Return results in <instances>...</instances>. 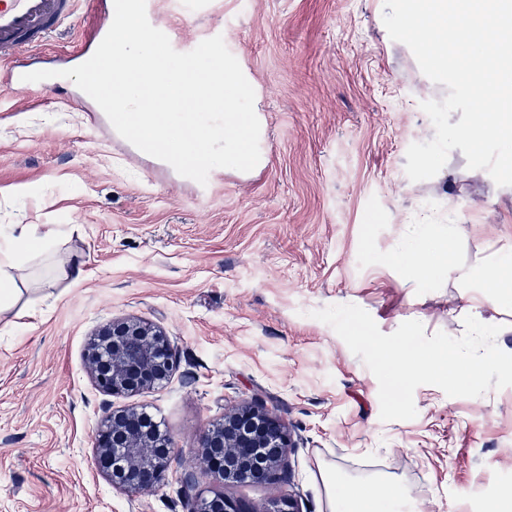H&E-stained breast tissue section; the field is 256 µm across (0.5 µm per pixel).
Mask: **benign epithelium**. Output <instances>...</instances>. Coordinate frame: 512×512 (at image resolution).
<instances>
[{"instance_id":"7a95c632","label":"benign epithelium","mask_w":512,"mask_h":512,"mask_svg":"<svg viewBox=\"0 0 512 512\" xmlns=\"http://www.w3.org/2000/svg\"><path fill=\"white\" fill-rule=\"evenodd\" d=\"M88 370L97 388L112 396L132 395L170 379L178 361L170 339L158 327L136 318L114 319L98 330L87 347ZM92 467L112 485L132 495L159 486L170 468V438L159 441L145 428L141 412L128 408L108 414L94 438ZM294 447L288 424L262 405L237 403L201 439L202 469L215 482L282 481L288 449ZM199 512H303L285 493L262 507L233 501L222 492L203 498Z\"/></svg>"}]
</instances>
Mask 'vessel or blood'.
<instances>
[{
	"label": "vessel or blood",
	"mask_w": 512,
	"mask_h": 512,
	"mask_svg": "<svg viewBox=\"0 0 512 512\" xmlns=\"http://www.w3.org/2000/svg\"><path fill=\"white\" fill-rule=\"evenodd\" d=\"M78 0H0V80L21 85L14 58L44 43L77 12Z\"/></svg>",
	"instance_id": "vessel-or-blood-1"
}]
</instances>
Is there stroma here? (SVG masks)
I'll return each mask as SVG.
<instances>
[{
	"instance_id": "1",
	"label": "stroma",
	"mask_w": 512,
	"mask_h": 512,
	"mask_svg": "<svg viewBox=\"0 0 512 512\" xmlns=\"http://www.w3.org/2000/svg\"><path fill=\"white\" fill-rule=\"evenodd\" d=\"M175 39L222 36L262 103V167L207 184L134 153L72 80L0 91V233L74 224L77 270L50 288L49 262L0 316V512H186L205 429L227 405L256 401L294 432L292 483L324 512L326 467L381 473L416 512H492L512 486V387L474 398L432 385L417 415L384 422L379 384L313 310L355 304L393 333L459 337L491 272L512 253V186L453 149L433 178L405 173L411 143L443 100L411 50L393 41L383 0H151ZM97 0L34 50L36 70L75 67ZM450 240L447 268L420 274L417 234ZM137 317L162 328L180 364L165 386L100 392L85 366L95 331ZM145 409L175 442L163 486L133 496L89 460L103 417Z\"/></svg>"
}]
</instances>
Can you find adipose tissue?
Segmentation results:
<instances>
[{"label": "adipose tissue", "instance_id": "adipose-tissue-1", "mask_svg": "<svg viewBox=\"0 0 512 512\" xmlns=\"http://www.w3.org/2000/svg\"><path fill=\"white\" fill-rule=\"evenodd\" d=\"M62 231L56 224H16L0 237V310H10L16 303L25 279L27 260L35 255L53 259V275L64 278L75 262L63 251ZM327 512H406L408 501L398 485L376 475L362 483L342 486L334 471L323 476Z\"/></svg>", "mask_w": 512, "mask_h": 512}]
</instances>
